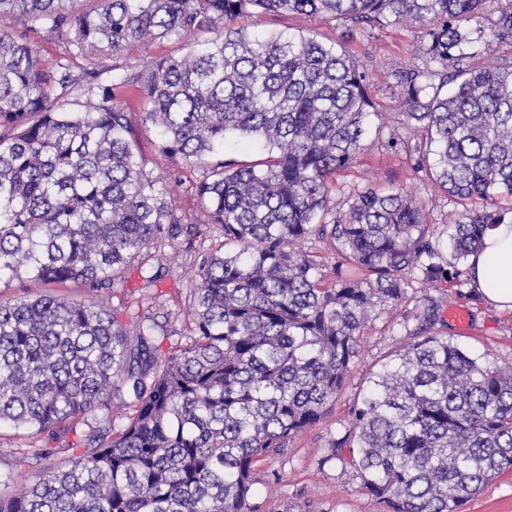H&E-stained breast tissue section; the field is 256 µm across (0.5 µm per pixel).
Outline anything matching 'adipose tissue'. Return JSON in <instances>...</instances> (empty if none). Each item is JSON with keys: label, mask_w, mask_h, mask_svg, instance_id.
Listing matches in <instances>:
<instances>
[{"label": "adipose tissue", "mask_w": 512, "mask_h": 512, "mask_svg": "<svg viewBox=\"0 0 512 512\" xmlns=\"http://www.w3.org/2000/svg\"><path fill=\"white\" fill-rule=\"evenodd\" d=\"M471 282L487 301L512 308V216L488 229L484 247L469 258Z\"/></svg>", "instance_id": "ef3b65f1"}]
</instances>
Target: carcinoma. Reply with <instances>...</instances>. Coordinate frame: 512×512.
<instances>
[{"mask_svg":"<svg viewBox=\"0 0 512 512\" xmlns=\"http://www.w3.org/2000/svg\"><path fill=\"white\" fill-rule=\"evenodd\" d=\"M488 0H0V282H73L88 300L0 301V428L46 435L34 457L70 453L0 512H256L255 466L320 422L382 303L408 289L463 288L464 262L512 199V64H466ZM251 9L326 15L347 27L426 26L438 69H407L405 125L416 170L481 203L448 225L451 258L400 189L358 190L329 208L336 176L365 150L372 101L344 42L221 30ZM43 29L98 67L47 68L28 39ZM217 31L188 55L124 77L159 130L161 152L204 168L198 194L224 251L202 255L184 343L157 354L159 324L126 323L101 293L143 252L182 233L170 190L145 171L112 96L110 57L141 40ZM492 35L512 37V3ZM253 164L208 159L227 135ZM341 258L323 286L301 241ZM405 348L368 375L338 462L389 512H456L512 469V367L442 335L447 295L421 297ZM115 399L133 415L109 438L68 440L72 419Z\"/></svg>","mask_w":512,"mask_h":512,"instance_id":"obj_1","label":"carcinoma"}]
</instances>
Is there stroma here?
Masks as SVG:
<instances>
[{"instance_id": "obj_1", "label": "stroma", "mask_w": 512, "mask_h": 512, "mask_svg": "<svg viewBox=\"0 0 512 512\" xmlns=\"http://www.w3.org/2000/svg\"><path fill=\"white\" fill-rule=\"evenodd\" d=\"M500 6L492 0L481 20L484 36L472 45L469 63L479 66L491 61L512 62V38L499 40L493 28ZM234 27L260 34H310L323 41L342 40L351 55L363 66L375 111L365 138L366 151L357 164L337 176L329 194L330 207L344 209L349 193L366 186L400 188L425 204V221L439 245H446V224L453 213L470 209L441 193L423 173L413 168L404 152L391 150L390 138L408 137L400 122L403 110L401 70L424 66L421 50L425 28L415 22L346 31L343 22L328 16H304L292 13L237 17ZM207 31H195L179 38L146 40L128 45L115 54L110 63L119 72L138 71L165 57L186 54L196 43L210 39ZM115 102L128 114L130 136L136 141L145 170L161 186L170 189L173 206L181 219L183 233L173 243L149 249L143 263L125 267L115 280L107 304L118 316L149 315L164 326L157 332L155 345L160 354H168L180 345L189 319L193 275L199 255L220 249L224 238L219 225L210 223L201 210L197 186L202 172L187 168L166 157L159 149L157 130L144 121V105L127 86L112 88ZM154 283H147V276ZM54 295L76 302L84 300L79 285L42 284L12 281L0 285V300ZM448 304L467 311L469 320L460 324L448 321L445 333L454 344L482 361L501 367L512 365V309H500L473 288L448 289ZM419 292L409 291L407 299L378 307L361 338V353L350 367L345 383L328 413L315 426L289 441L280 455L257 466L259 481L253 502L257 512H387L384 503L367 495L358 478L341 474L338 467L320 466L327 452L328 439L344 432L348 411L357 398L368 374L376 370L387 354L400 350L416 325L414 314ZM38 442L23 431L0 430V495L10 496L25 487L47 465L33 455ZM457 512H512V470L499 474L473 500Z\"/></svg>"}]
</instances>
